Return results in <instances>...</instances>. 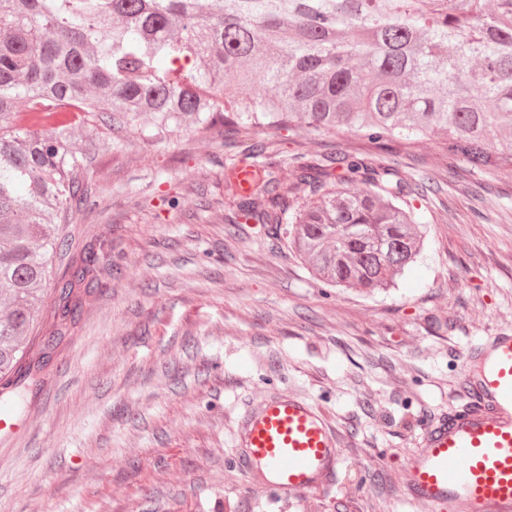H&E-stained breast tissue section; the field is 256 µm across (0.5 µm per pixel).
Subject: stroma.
<instances>
[{
	"label": "stroma",
	"instance_id": "obj_1",
	"mask_svg": "<svg viewBox=\"0 0 512 512\" xmlns=\"http://www.w3.org/2000/svg\"><path fill=\"white\" fill-rule=\"evenodd\" d=\"M250 137L432 178L411 201L425 217L417 262L385 292L325 285L286 225L240 218L225 196L240 136L100 130L84 170L99 208L61 225L52 265L58 280L94 252L97 283L72 320L44 299L27 354L41 366L9 394L0 512H428L406 497L402 467L426 427L468 402L470 349L512 328V170L449 161L439 135L384 149L347 129ZM282 389L336 430L327 490L278 498L235 465L245 405Z\"/></svg>",
	"mask_w": 512,
	"mask_h": 512
}]
</instances>
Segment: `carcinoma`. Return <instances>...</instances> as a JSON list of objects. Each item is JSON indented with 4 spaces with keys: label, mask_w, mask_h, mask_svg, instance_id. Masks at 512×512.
<instances>
[{
    "label": "carcinoma",
    "mask_w": 512,
    "mask_h": 512,
    "mask_svg": "<svg viewBox=\"0 0 512 512\" xmlns=\"http://www.w3.org/2000/svg\"><path fill=\"white\" fill-rule=\"evenodd\" d=\"M104 119L159 139L219 124L441 134L474 172L512 167V0H0V382L32 374L57 225L99 206L79 143ZM243 156L225 191L255 223L288 225L317 279L371 294L420 255L424 215L405 197L425 180L350 153L273 160L263 141ZM302 186L317 198L293 210ZM95 263L90 251L57 283L63 318Z\"/></svg>",
    "instance_id": "obj_1"
}]
</instances>
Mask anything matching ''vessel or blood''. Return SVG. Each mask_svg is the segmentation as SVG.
I'll list each match as a JSON object with an SVG mask.
<instances>
[{"label":"vessel or blood","instance_id":"1","mask_svg":"<svg viewBox=\"0 0 512 512\" xmlns=\"http://www.w3.org/2000/svg\"><path fill=\"white\" fill-rule=\"evenodd\" d=\"M471 400L426 429L403 467L414 502L448 512H512V329L479 344L465 364ZM238 464L284 496L331 487L340 450L321 411L281 390L253 400L236 431Z\"/></svg>","mask_w":512,"mask_h":512}]
</instances>
